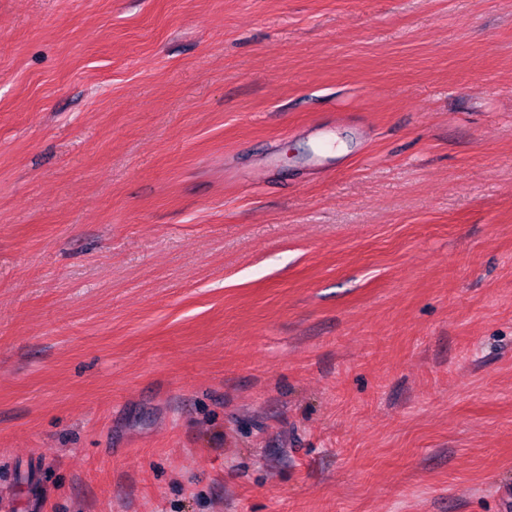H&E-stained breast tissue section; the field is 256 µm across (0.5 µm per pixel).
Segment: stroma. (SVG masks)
I'll use <instances>...</instances> for the list:
<instances>
[{
	"mask_svg": "<svg viewBox=\"0 0 512 512\" xmlns=\"http://www.w3.org/2000/svg\"><path fill=\"white\" fill-rule=\"evenodd\" d=\"M512 0H0V512H503Z\"/></svg>",
	"mask_w": 512,
	"mask_h": 512,
	"instance_id": "35a3bbf8",
	"label": "stroma"
}]
</instances>
